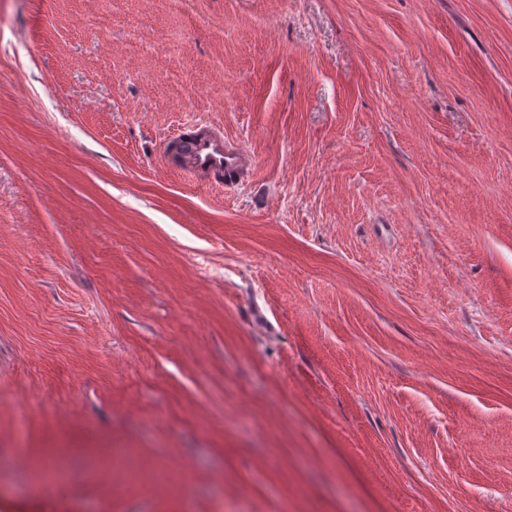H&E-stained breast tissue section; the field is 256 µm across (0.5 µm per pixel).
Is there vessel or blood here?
Masks as SVG:
<instances>
[{
	"mask_svg": "<svg viewBox=\"0 0 512 512\" xmlns=\"http://www.w3.org/2000/svg\"><path fill=\"white\" fill-rule=\"evenodd\" d=\"M163 162L190 182L207 187L236 186L255 167L253 155L225 137L223 125L203 119L187 120L166 139Z\"/></svg>",
	"mask_w": 512,
	"mask_h": 512,
	"instance_id": "vessel-or-blood-1",
	"label": "vessel or blood"
}]
</instances>
